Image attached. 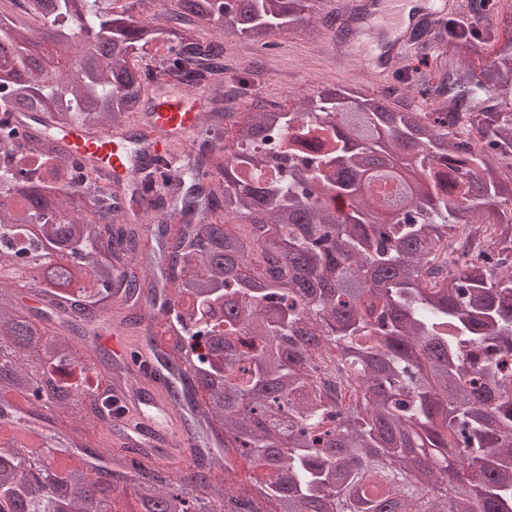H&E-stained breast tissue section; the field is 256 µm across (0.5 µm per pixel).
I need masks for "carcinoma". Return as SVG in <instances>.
<instances>
[{
	"label": "carcinoma",
	"mask_w": 512,
	"mask_h": 512,
	"mask_svg": "<svg viewBox=\"0 0 512 512\" xmlns=\"http://www.w3.org/2000/svg\"><path fill=\"white\" fill-rule=\"evenodd\" d=\"M317 2L165 0L156 15L146 0H27L25 19L0 12V272L36 259L32 281L0 287V512H89L90 484L132 496L135 512H246L254 498L271 512H384L371 485L397 512H512V30L464 79L418 73L428 111L326 86L296 109L251 113L228 149L224 86L210 84L224 43L318 40ZM487 2L469 0L418 45L491 36ZM206 26L224 41L202 45ZM161 41L156 76L209 86L210 122L179 164L143 176L163 198L160 219L138 224L111 179L70 181L83 163L42 124L129 123L148 79L139 52ZM299 123L323 154L292 147L277 176L256 178L267 133ZM83 275L90 292L70 295ZM146 321L191 430L174 472L112 450V358L97 341ZM72 409L75 435L43 425ZM233 453L259 472L240 491Z\"/></svg>",
	"instance_id": "carcinoma-1"
}]
</instances>
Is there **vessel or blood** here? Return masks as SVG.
Segmentation results:
<instances>
[{
    "instance_id": "obj_1",
    "label": "vessel or blood",
    "mask_w": 512,
    "mask_h": 512,
    "mask_svg": "<svg viewBox=\"0 0 512 512\" xmlns=\"http://www.w3.org/2000/svg\"><path fill=\"white\" fill-rule=\"evenodd\" d=\"M451 7L450 0H444L441 7L429 4L422 12L409 16L404 7H393L390 0H366L363 10L341 16L338 25L355 30L365 15L395 10L388 47L369 56L374 73L385 76L407 55L414 26L423 18L437 14L439 9ZM207 108L205 93L163 87L154 90L135 122L138 138H131L124 131L90 133L80 127L61 129L55 136L67 153L88 158L113 182L134 184L146 159L171 154L189 143L199 130ZM122 397L129 406L122 417L128 436L158 453H171L176 440V414L160 383L143 378L139 388L123 392Z\"/></svg>"
}]
</instances>
